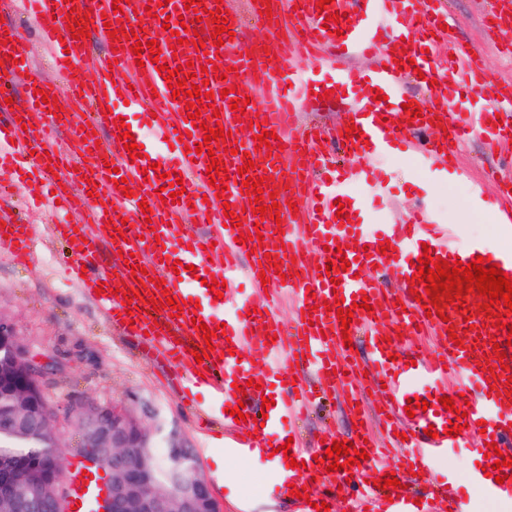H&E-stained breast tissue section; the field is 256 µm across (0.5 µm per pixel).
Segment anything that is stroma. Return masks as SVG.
<instances>
[{
    "label": "stroma",
    "instance_id": "1",
    "mask_svg": "<svg viewBox=\"0 0 512 512\" xmlns=\"http://www.w3.org/2000/svg\"><path fill=\"white\" fill-rule=\"evenodd\" d=\"M447 5L457 22V36L482 41L486 17L483 0H447ZM0 19L21 31L36 70L57 79L54 51L41 41L34 18L19 6ZM387 166L393 174L386 201L391 219H402L421 205L441 223L455 225L460 241L481 238L490 249H512V236L502 237L496 224L481 225L482 214L472 204L468 181H435L403 155L389 159ZM1 206L19 210L31 224L36 257L21 266L0 252V314L13 321L32 356L50 363L42 379L50 405L62 410L77 399L89 397L130 408L135 399L149 400L167 428L177 429L196 449L202 473L224 512H290L287 500L268 477L266 463L228 455L221 435H202L194 412L183 407L180 394L164 371L140 357L133 344L112 329L86 288L65 276L70 255L65 243L49 233L54 218L51 206L25 208L20 190L0 197ZM479 466L478 459L463 452L442 461L439 468L455 473L457 489L471 494L467 475ZM471 496L474 512H512V501Z\"/></svg>",
    "mask_w": 512,
    "mask_h": 512
}]
</instances>
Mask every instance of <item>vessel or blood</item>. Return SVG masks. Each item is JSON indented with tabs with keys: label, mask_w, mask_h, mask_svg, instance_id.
Returning <instances> with one entry per match:
<instances>
[{
	"label": "vessel or blood",
	"mask_w": 512,
	"mask_h": 512,
	"mask_svg": "<svg viewBox=\"0 0 512 512\" xmlns=\"http://www.w3.org/2000/svg\"><path fill=\"white\" fill-rule=\"evenodd\" d=\"M208 13L196 18L186 0H168L149 7L148 0H127L122 14H114L113 0H23L38 17L41 39L53 47L60 81L35 71L17 30L0 27V171L20 169L28 182L44 196L60 199L70 219L51 227L53 236L77 234L69 246L71 277L82 279L88 289H100L96 302L108 321L143 354L159 365L172 385L180 389L203 428L221 424L224 450L239 458L267 459L270 479L281 494L290 486L305 488L307 499H293L296 512H324L335 505L336 486L352 482L358 488L343 512H472L470 500L454 492L452 476L434 480L438 460L456 449L473 447L486 464L488 443H496L504 457L512 459V390L506 387L508 372L497 365L496 346H506L507 327L496 324L501 305L480 309L464 317L453 305L440 304L437 314L427 315L414 291L424 283L414 281L416 262L423 252L446 261L470 263L476 256L489 257L512 276V250L489 252L483 243H457L452 225L436 222L423 210L389 223L370 221L365 208L367 193L384 184L371 173L375 159L396 152L407 154L415 168L442 181L462 179L458 146L480 138L490 149L512 142V86L491 81L482 65V51H469L456 40L452 15L434 6L417 10L416 0H330L318 8L316 0H272L273 22L266 38L247 42L241 36L240 17L227 23L233 40L215 45L210 14L215 0H204ZM492 18L502 37L512 36V0H491ZM340 15V35L324 27L327 16ZM88 18L89 37L73 39L70 18ZM199 20L201 33L185 32L182 21ZM122 22L136 30L141 42L155 41L157 62L137 65L131 43L116 45L113 67L101 68L97 79H88L82 63L91 39L107 41L106 23ZM405 51L409 64L394 61ZM208 52L218 77L208 88L215 97L202 109V126H194L184 103L172 96L165 68L190 74L189 64L200 52ZM306 54L315 65L302 88H295L294 60ZM375 55L364 71L348 67L349 58ZM237 67V77L226 74ZM421 70L428 99L409 98L403 80ZM266 92L263 104H247L244 117L231 111V100L220 90L231 87L235 96L250 87ZM57 97L62 110L49 112L38 103L36 90ZM333 91L344 105L345 121L333 127L307 130L300 135L285 132L294 111L317 103L324 91ZM383 100H375V91ZM467 91L477 92L481 104L469 107ZM421 106L420 117L404 112L405 102ZM501 126H494V118ZM276 132L270 149L256 148L253 125ZM223 126L230 140L215 153L190 155L188 148L203 140L204 128ZM359 134L346 138L347 127ZM65 133L66 148H45L47 128ZM130 131L141 156H130L122 131ZM335 145L360 161V172L333 173L326 178L317 170L326 157L323 148ZM225 162L227 188L217 193L209 185L211 159ZM253 160V179L274 193L280 205L279 219L255 217L252 193L246 192L237 172L244 160ZM289 175L281 177L279 166ZM126 177L132 191L117 190L118 177ZM182 182L186 192L178 202L161 201L157 191L165 182ZM470 194L476 207L492 216L499 228L512 231V181L501 186L495 199H485L480 183ZM151 212L143 214L140 202ZM240 214V226H232L224 209ZM196 212L204 220L202 230H183V217ZM263 234L260 248L250 239ZM245 242H238V235ZM389 250H382V242ZM283 245L279 266L266 254ZM0 247L23 262L33 255L28 225L0 213ZM113 252L105 262V252ZM351 267L339 269L341 259ZM185 269L174 272V261ZM337 267L336 278L320 275L319 267ZM223 282L221 294L209 291V279ZM400 282V289L385 287V279ZM296 301V319L287 324L277 310L283 296ZM169 297L183 306L180 317L160 307ZM343 299L351 308L349 328H342L336 313L326 312L323 301ZM368 300L370 310L358 309ZM503 313V312H502ZM223 325V335L205 343L202 327ZM432 337L438 356L419 358L410 347L419 336ZM362 345L356 357L344 346V338ZM265 356V365L252 363L249 354ZM373 393L372 409H358L357 401ZM273 397L269 408L261 401ZM451 397L455 411L444 410L441 397ZM331 398L357 421L350 435L354 448L368 457L351 470H330L326 456L329 442L341 433L329 431L322 443L307 448L295 441L290 425L324 398ZM424 399L428 408L407 416L412 399ZM243 406L245 421H236L229 410ZM461 434L451 435L450 425ZM434 428L428 436L426 428ZM405 434L395 470L399 487L373 486L371 472L386 476L380 468L383 453L379 435ZM479 444H471L472 433ZM288 453H280L281 445ZM298 468H290L288 459ZM82 464L71 473L74 512H86L88 478ZM504 483H496L485 471L470 474L473 491L488 498L512 499V467H501Z\"/></svg>",
	"instance_id": "vessel-or-blood-1"
}]
</instances>
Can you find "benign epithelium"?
<instances>
[{
    "mask_svg": "<svg viewBox=\"0 0 512 512\" xmlns=\"http://www.w3.org/2000/svg\"><path fill=\"white\" fill-rule=\"evenodd\" d=\"M45 365L33 357L14 324L0 315V399H7L26 420H36L60 447L58 414L45 398ZM65 419L75 425L81 447L107 470L102 512H223L201 472L195 449L177 430L167 433L169 478L159 484L146 456L153 434L163 430L146 402L139 412L83 399L69 405ZM8 512H65L62 462L40 459L0 461V507Z\"/></svg>",
    "mask_w": 512,
    "mask_h": 512,
    "instance_id": "obj_1",
    "label": "benign epithelium"
}]
</instances>
